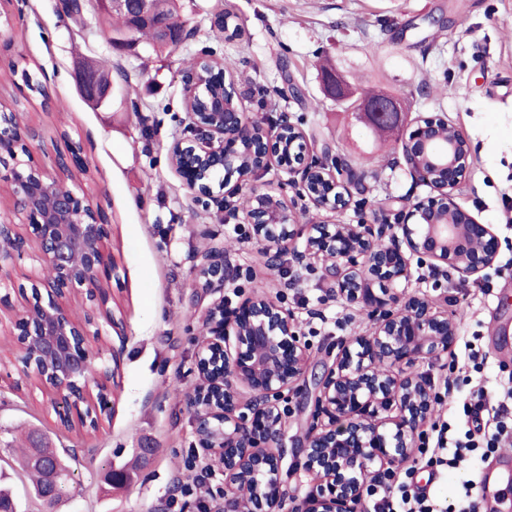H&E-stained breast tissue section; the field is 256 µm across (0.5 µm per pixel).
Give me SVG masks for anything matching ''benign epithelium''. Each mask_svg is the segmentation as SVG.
Masks as SVG:
<instances>
[{"label":"benign epithelium","instance_id":"7a95c632","mask_svg":"<svg viewBox=\"0 0 512 512\" xmlns=\"http://www.w3.org/2000/svg\"><path fill=\"white\" fill-rule=\"evenodd\" d=\"M99 13H120L130 31L143 25L171 46L186 38L153 9V0H93ZM77 84L90 102L107 99L111 86L84 67ZM206 112H189L199 138L171 151L172 167L198 195L212 194L211 174L226 169L237 174L236 191L248 187L252 207L244 223L264 249L270 264L292 248L297 261L312 258L323 265L329 292L365 309L375 321L371 336L337 342L334 368L318 384L314 417L304 446V468L317 481L301 497L286 499L281 481L284 447L283 416L277 398L304 375L309 359L295 315L278 299L257 296L228 308L213 303L204 320L205 340L196 367L203 380L191 397L193 421L208 465L224 475L222 512H247L242 489L249 486L258 512H364V489L376 475L391 476L418 448V431L436 400L434 377L415 367L448 353L457 341V327L425 296L405 288L410 259L429 261L437 275L453 268L461 277L480 275L498 256L499 239L455 201V191L469 168V145H453L448 160L426 169L421 159L433 141V130L446 123L439 116L406 118L393 97L360 104L361 119L386 133L398 132L399 151L410 176L435 193L432 204L418 201L399 211L391 222L383 208L374 224H296L294 202L256 185L257 178L277 165L288 174L300 198L318 210L348 202L352 173L341 178L336 161L317 155L304 133L283 114L271 125L249 116L226 86L210 96ZM19 114L0 112V186L26 217L37 245V260L49 270L45 281L32 284L33 296L45 288L49 299L35 300L20 311L7 331L20 361L56 401L87 420V410L100 412L96 424L110 415L108 391L97 392L88 365L87 337L100 335L96 315L113 322L106 309V277L114 262L107 248L109 220L87 193L68 185L81 163L82 146L68 140L56 154L54 170L31 165L30 141ZM0 251V287L14 284L5 263L24 252L25 239ZM196 278L212 290L224 289L235 274L224 250L207 249L199 256ZM377 282L380 293L369 288ZM79 293L94 302L95 313L74 319L65 307Z\"/></svg>","mask_w":512,"mask_h":512}]
</instances>
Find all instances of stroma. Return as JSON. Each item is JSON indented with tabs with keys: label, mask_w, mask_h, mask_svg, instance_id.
<instances>
[{
	"label": "stroma",
	"mask_w": 512,
	"mask_h": 512,
	"mask_svg": "<svg viewBox=\"0 0 512 512\" xmlns=\"http://www.w3.org/2000/svg\"><path fill=\"white\" fill-rule=\"evenodd\" d=\"M58 4L0 0V100L35 131L33 165L50 168L64 146L62 133L81 141L92 177L72 186L108 214V247L117 264L107 303L114 322L90 345L108 356L113 371L112 417L96 433L68 428L63 409L0 334V482L11 486L20 512L44 510L16 462L30 434L71 457L74 489L54 512H219L224 478L204 471L188 402L199 384L202 320L216 299L235 307L264 294L295 311L310 352L305 375L279 402L281 480L289 495H304L312 477L303 469V445L316 385L333 366L338 341L373 331L365 310L326 298L320 264L300 266L287 255L269 267L248 224L224 210L223 187H214L213 200L197 198L172 168V145L190 135L184 76L202 60L223 66L254 119L290 113L315 151H329L350 167L370 158L349 204L326 212L331 221L370 224L389 200L429 194L396 166L395 140L357 120L361 93L383 90L410 116L438 115L465 133L470 168L456 200L494 228L500 240L495 266L467 280L453 270L436 277L415 267L408 290L427 296L457 324L456 345L431 368L437 384L432 421L463 423V402L478 382L490 403H498L500 383L512 374V348L496 349L490 339L494 324L512 322V305L502 304L512 295V0H182L190 35L162 53L139 35L114 46L99 37L97 14L72 18ZM222 9L237 16L242 39L215 36L211 16ZM104 57L115 66L113 100L94 107L80 94L76 73ZM14 63L34 73L45 96H33L10 75ZM288 82L298 86L299 97L278 95ZM209 247L223 249L237 271L220 292L196 285V256ZM34 251L28 239L10 266L15 288L2 318L21 309L22 288L45 275ZM472 349L487 357L481 370L466 364ZM458 362L465 371L450 374L449 365ZM452 375L457 385L451 390ZM409 466V477L428 487L444 512L462 483L481 470H501L512 482V439L488 458L465 457L440 479L421 456ZM112 468L129 472L126 484L109 483Z\"/></svg>",
	"instance_id": "stroma-1"
}]
</instances>
